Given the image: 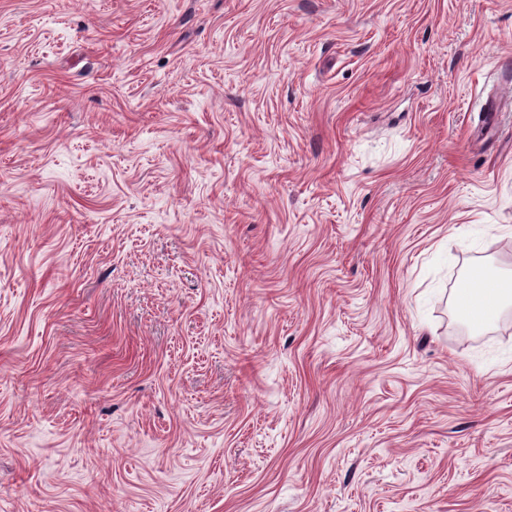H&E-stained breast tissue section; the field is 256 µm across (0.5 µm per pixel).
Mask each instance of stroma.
Wrapping results in <instances>:
<instances>
[{
  "label": "stroma",
  "instance_id": "stroma-1",
  "mask_svg": "<svg viewBox=\"0 0 512 512\" xmlns=\"http://www.w3.org/2000/svg\"><path fill=\"white\" fill-rule=\"evenodd\" d=\"M512 0H0V512H512ZM458 310L472 326L493 325L500 309L512 304V277L466 272L457 289Z\"/></svg>",
  "mask_w": 512,
  "mask_h": 512
}]
</instances>
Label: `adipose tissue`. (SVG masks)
<instances>
[{
  "instance_id": "obj_1",
  "label": "adipose tissue",
  "mask_w": 512,
  "mask_h": 512,
  "mask_svg": "<svg viewBox=\"0 0 512 512\" xmlns=\"http://www.w3.org/2000/svg\"><path fill=\"white\" fill-rule=\"evenodd\" d=\"M458 310L472 326L493 325L503 306L512 304V277L466 272L457 290Z\"/></svg>"
}]
</instances>
